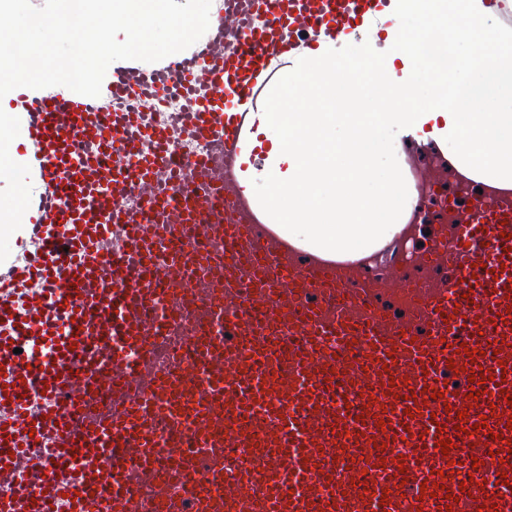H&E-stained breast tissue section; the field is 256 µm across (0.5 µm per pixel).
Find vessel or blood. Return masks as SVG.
<instances>
[{
	"label": "vessel or blood",
	"instance_id": "b4317fda",
	"mask_svg": "<svg viewBox=\"0 0 512 512\" xmlns=\"http://www.w3.org/2000/svg\"><path fill=\"white\" fill-rule=\"evenodd\" d=\"M396 13L397 0H224L182 53L110 66L101 97L121 109L64 86L0 100V143H19L39 187L19 214L40 244L0 274V484L19 488L0 512L64 497L131 512L139 484L175 464L181 484L144 512H183L216 485L224 512H512V196L443 200L457 221L419 262L446 276L414 279L400 254L374 281L291 263L240 184L252 115L295 48ZM201 85L218 96L196 100ZM162 87L189 98L177 122L205 156L181 163L150 125L141 103ZM202 224L223 252L169 250ZM34 281L42 300L23 297ZM199 321L197 356L176 345L158 369L159 337Z\"/></svg>",
	"mask_w": 512,
	"mask_h": 512
}]
</instances>
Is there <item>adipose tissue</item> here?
<instances>
[{"instance_id": "1", "label": "adipose tissue", "mask_w": 512, "mask_h": 512, "mask_svg": "<svg viewBox=\"0 0 512 512\" xmlns=\"http://www.w3.org/2000/svg\"><path fill=\"white\" fill-rule=\"evenodd\" d=\"M512 0H413L422 34L441 33L442 55L422 54L398 73L377 64L371 80L336 63L334 44L299 48L288 69L295 112L257 113L272 146L255 157L242 184L273 189L261 210L294 259L336 263L346 273L373 269L394 242L405 246L448 233L411 223L419 201L406 176L408 131L443 118L419 151L444 156L458 188L512 195ZM386 102L390 111H378Z\"/></svg>"}]
</instances>
